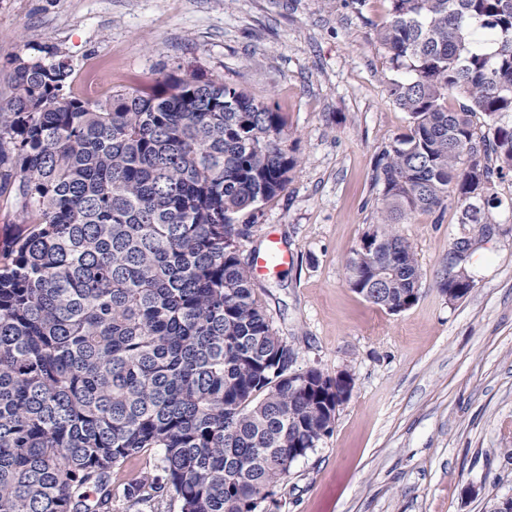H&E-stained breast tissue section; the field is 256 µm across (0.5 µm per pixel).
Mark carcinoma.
<instances>
[{"mask_svg":"<svg viewBox=\"0 0 512 512\" xmlns=\"http://www.w3.org/2000/svg\"><path fill=\"white\" fill-rule=\"evenodd\" d=\"M375 40L409 126L377 161L381 207L348 283L397 313L422 274L395 224L452 203L458 223L492 224L502 206L512 0H389ZM70 76L56 51L19 56L0 106V196L25 224L0 248V512H112V471L148 448L159 464L123 485L126 512L167 497L260 512L254 489L275 494L333 431L341 386L289 377L294 351L239 254L297 164L284 119L192 73L104 101ZM473 287L465 271L441 283Z\"/></svg>","mask_w":512,"mask_h":512,"instance_id":"carcinoma-1","label":"carcinoma"}]
</instances>
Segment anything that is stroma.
<instances>
[{"mask_svg":"<svg viewBox=\"0 0 512 512\" xmlns=\"http://www.w3.org/2000/svg\"><path fill=\"white\" fill-rule=\"evenodd\" d=\"M388 0H0V105L16 56L58 48L70 90L99 99L147 90L194 69L282 112L297 156L286 189L263 205L240 245L268 237L291 260L255 275L272 330L299 369L349 374L332 433L292 467L276 512H484L512 496V175L489 231H463L455 207L399 224L415 251L420 297L398 313L349 286L346 264L372 229L375 163L407 112L374 30ZM475 285L453 300L440 284L460 237ZM481 487L480 496L466 493Z\"/></svg>","mask_w":512,"mask_h":512,"instance_id":"stroma-1","label":"stroma"}]
</instances>
